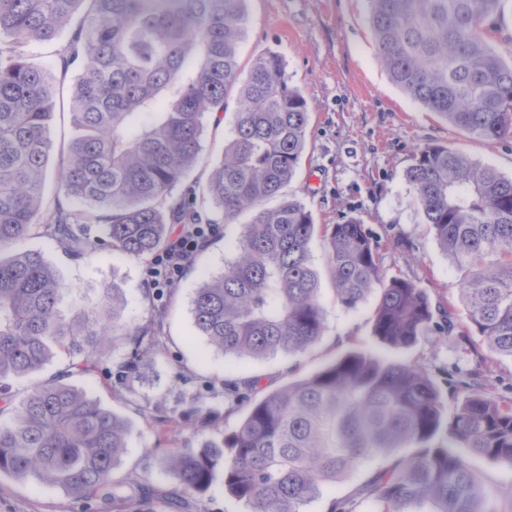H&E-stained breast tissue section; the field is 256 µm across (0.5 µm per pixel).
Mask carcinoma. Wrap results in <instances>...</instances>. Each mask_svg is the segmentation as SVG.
I'll use <instances>...</instances> for the list:
<instances>
[{
  "label": "carcinoma",
  "mask_w": 512,
  "mask_h": 512,
  "mask_svg": "<svg viewBox=\"0 0 512 512\" xmlns=\"http://www.w3.org/2000/svg\"><path fill=\"white\" fill-rule=\"evenodd\" d=\"M379 58L391 80L448 123L487 140L512 137V61L489 43L486 24L502 0H369ZM246 0H0V476L36 477L79 500L146 501L150 489L114 491L113 469L129 427L74 386L50 380L19 401L8 380L42 368L51 347L92 372L117 337L133 344L121 372L136 378L147 326L109 316L117 295L102 290L69 320L66 286L37 251L1 256L39 230L75 255L106 246L150 260L172 224H200L207 205L224 223L250 213L237 255L198 288L196 329L237 357L301 353L326 329L319 273L309 244L326 242L336 299L349 310L374 297L373 334L408 348L439 331L476 335L512 360V178L438 144L414 150L405 180L423 223L450 257L464 315L431 301L402 275L387 276L379 241L355 218L316 224L300 201L277 197L298 173L309 110L280 55L238 62ZM65 39L62 72L76 66L74 135L54 170L57 193L81 202L44 208L53 95L23 47ZM236 92L234 137L206 187L173 189L200 149L204 118ZM101 224L90 237L88 224ZM455 411L422 368L350 352L319 371L250 401L256 380L232 379L233 401L250 402L220 441L170 457L178 474L170 506L206 491L217 473L248 512H303L375 456L387 467L329 512H493L470 456L512 467V398L477 370L454 368Z\"/></svg>",
  "instance_id": "carcinoma-1"
}]
</instances>
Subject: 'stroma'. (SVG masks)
<instances>
[{
  "label": "stroma",
  "instance_id": "35a3bbf8",
  "mask_svg": "<svg viewBox=\"0 0 512 512\" xmlns=\"http://www.w3.org/2000/svg\"><path fill=\"white\" fill-rule=\"evenodd\" d=\"M247 23L239 62L249 66L262 51L279 54L289 80L309 106L306 146L300 169L286 195L300 200L315 223L334 224L354 217L380 240L381 263L387 274H400L426 288L433 301L459 306L452 264L422 224L413 191L404 172L413 150L436 143L462 151L473 161L491 165L512 177V138L485 140L448 124L411 99L390 79L381 64L369 20L368 0H247ZM60 44H32L25 52L49 72L55 113L50 127V159L59 161L73 126L69 113L74 73L56 64ZM234 115L221 122L204 119L197 164L182 187L204 185L233 137ZM219 233L192 258L176 288L163 299L150 297L151 264L119 252L76 256L41 234H32L22 249L41 252L68 291L59 305L70 317L75 305L96 301L101 288L121 294L119 321L142 325L155 321L159 342L143 357L138 378L121 382L107 376L131 348L117 340L103 359V371L73 375L69 384L125 417L131 424L126 448L114 471L117 480L153 487L154 497L139 512H172L167 493L177 484L168 468L170 455L200 448L207 440L231 434L248 409L231 405L225 380L258 379V394L320 370L354 351L369 350L380 358L417 365L435 380L446 410L455 400L448 389L453 366H482L497 379L502 395L512 394V361L492 355L479 338L460 346L455 338L432 336L410 348H393L373 334V301L349 310L337 303L327 275V254L321 238L310 244L313 267L321 272V300L326 331L312 350L276 354L264 359L234 357L217 351L193 324L192 300L197 288L220 274L235 255L236 241L249 220L224 224L220 212L208 211ZM495 512H512V468L475 457L471 460ZM0 512H81L79 503L58 488L34 480L0 477ZM179 512H246L243 501L215 479L202 493L189 495Z\"/></svg>",
  "mask_w": 512,
  "mask_h": 512
}]
</instances>
